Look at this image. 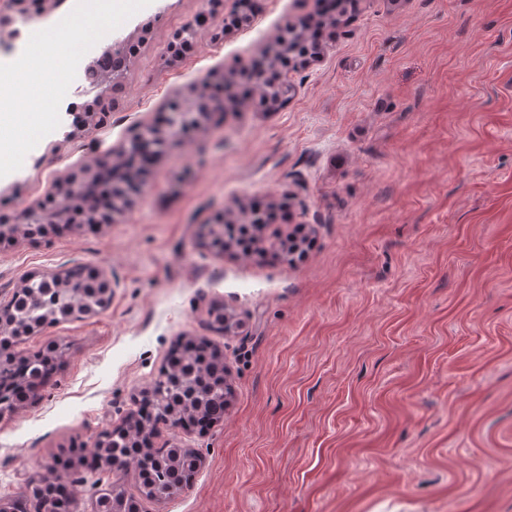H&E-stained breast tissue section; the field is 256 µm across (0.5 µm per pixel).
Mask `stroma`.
<instances>
[{"instance_id":"stroma-1","label":"stroma","mask_w":512,"mask_h":512,"mask_svg":"<svg viewBox=\"0 0 512 512\" xmlns=\"http://www.w3.org/2000/svg\"><path fill=\"white\" fill-rule=\"evenodd\" d=\"M253 18L195 49L171 36L199 0H152L112 33L128 58L101 119L59 127L20 176L0 179V300L33 274L77 264L111 281L110 306L18 344L59 366L36 399L0 415V500L71 447L123 424L171 350L203 339L231 390L205 431L161 427L156 445L200 465L143 512H512V0H357L336 17L274 108L205 83L268 56L284 28L325 21L320 0H252ZM188 135L159 155L112 222L30 234L17 221L172 102ZM261 198L290 204L243 257L206 238ZM240 321L224 333L216 313ZM77 512L122 472H68Z\"/></svg>"}]
</instances>
